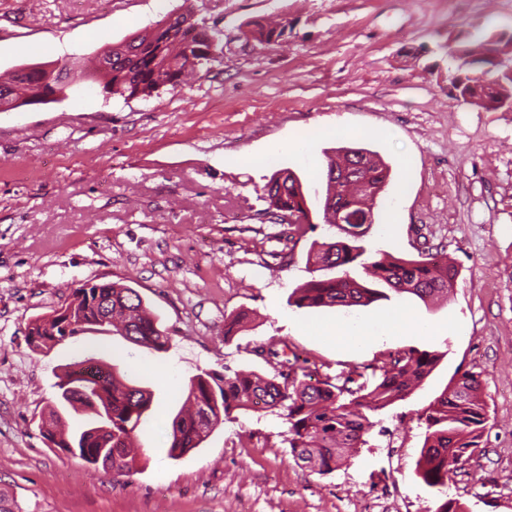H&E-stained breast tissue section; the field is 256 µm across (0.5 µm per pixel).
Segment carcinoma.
Returning a JSON list of instances; mask_svg holds the SVG:
<instances>
[{"instance_id": "cac0c4a2", "label": "carcinoma", "mask_w": 512, "mask_h": 512, "mask_svg": "<svg viewBox=\"0 0 512 512\" xmlns=\"http://www.w3.org/2000/svg\"><path fill=\"white\" fill-rule=\"evenodd\" d=\"M284 26L266 20L253 22L252 35L261 42L279 38ZM188 30L176 21L163 30L134 33L118 45L100 49L92 69H83L79 80L101 81L103 93L126 100L150 97L164 87L172 89L187 76L209 68L219 57L209 52L204 41L187 43ZM494 51L512 64V38L505 40L491 33L469 51L471 61L458 60L475 74L469 91L475 103L487 104L512 100V75L501 68L487 69L488 51ZM47 70L40 64L27 65L10 78L0 81V95L7 94L12 107L46 104L58 100L72 86L70 74L58 73L46 79ZM346 164L327 157L323 213L325 223L336 224V213L346 216L336 224L343 237L332 241L312 242L308 261L323 275L296 288L288 305L301 308L365 307L391 294H411L421 300L447 295L454 287L456 271L448 265L441 250L424 249L416 258H402L382 253L367 256L363 238L375 224L374 209L389 181V168L371 162L375 154L362 148H339ZM260 198L267 204L266 213L286 211L297 223H310L308 200L299 177L292 171L272 174L261 188ZM369 203L370 217L360 204ZM358 266L364 277L357 280L348 268ZM112 305V333L149 350L169 349L170 339L157 327L153 313L139 293L126 285L107 282L74 291L71 304L75 317L85 322L96 317L88 302L96 298ZM52 335L34 323L28 327V343L50 348L83 333L85 327L64 330L52 324ZM288 344L268 350L266 363L273 373L263 375L241 371L232 375L201 370L190 377L186 399L173 415L168 433L169 457L176 459L199 447L210 434L236 410L252 411L262 402L267 409H280L287 420L289 453L296 462L310 465L321 475L330 474L343 464L345 454L367 444L365 436L376 425L374 418L392 405L409 397L435 370L444 353L407 348L389 354L373 366L372 379L356 382L352 375L342 383L319 380L314 371L298 366L288 358ZM89 361L85 357L66 367L57 387L63 406L83 411L97 421V408L112 410V448L105 447L91 427L77 432L67 430V423L57 408L49 412L51 437L61 450L77 455L89 464L107 468L112 465L131 470L137 465L132 448L134 432L143 418L151 413L154 394L121 378L117 365L99 362L89 369L91 379L83 385L89 396L70 399L67 388L80 386L75 367ZM81 407H76V404ZM487 421V403L481 394L478 376L465 371L435 397L424 411V433L417 474L430 489L442 492L450 474L481 448Z\"/></svg>"}]
</instances>
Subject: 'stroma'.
<instances>
[{
    "instance_id": "obj_1",
    "label": "stroma",
    "mask_w": 512,
    "mask_h": 512,
    "mask_svg": "<svg viewBox=\"0 0 512 512\" xmlns=\"http://www.w3.org/2000/svg\"><path fill=\"white\" fill-rule=\"evenodd\" d=\"M192 10L221 29L219 63L151 98L105 99L96 82L67 98L0 111V491L20 512H435L417 478L418 417L458 371L482 381L484 447L452 474L466 512H512V112L465 104L449 87L448 45L512 31V0H0V74L43 63L73 70L101 46ZM286 24L261 43L250 24ZM360 129L291 148L306 126ZM340 147L390 168L368 252L414 258L443 246L458 270L448 298L404 294L367 307L288 304L310 280L312 241L336 239L315 194ZM269 155L262 166L249 158ZM301 179L310 225L265 220V176ZM134 288L170 338L154 352L89 331L43 351L28 324L85 283ZM245 311L232 339L224 320ZM369 321L339 346L325 328ZM287 344L320 375L363 369L393 351H440L434 372L397 402L404 451L372 432L331 474L295 463L288 425L266 409L233 412L173 459L167 426L196 369L271 374L261 346ZM92 355L154 393L136 431L140 459L117 476L51 445L41 431L62 366Z\"/></svg>"
}]
</instances>
